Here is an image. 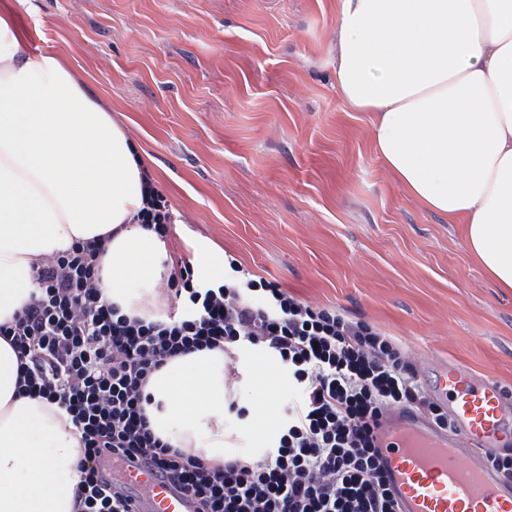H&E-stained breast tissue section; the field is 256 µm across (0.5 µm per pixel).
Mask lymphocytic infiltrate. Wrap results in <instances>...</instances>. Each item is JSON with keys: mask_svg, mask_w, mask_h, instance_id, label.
I'll list each match as a JSON object with an SVG mask.
<instances>
[{"mask_svg": "<svg viewBox=\"0 0 512 512\" xmlns=\"http://www.w3.org/2000/svg\"><path fill=\"white\" fill-rule=\"evenodd\" d=\"M111 240L75 242L40 264L37 293L0 323L20 390L55 406L78 437L80 512H131L100 476L107 452L150 466L197 512H398L374 443L381 418L410 407L454 424L394 339L246 273L199 281L190 258L173 262L165 308L126 315L100 288ZM204 349L262 351L293 391L268 448L216 467L156 436L145 409L151 375Z\"/></svg>", "mask_w": 512, "mask_h": 512, "instance_id": "lymphocytic-infiltrate-1", "label": "lymphocytic infiltrate"}]
</instances>
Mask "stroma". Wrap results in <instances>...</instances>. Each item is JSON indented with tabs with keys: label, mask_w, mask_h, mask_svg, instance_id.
I'll use <instances>...</instances> for the list:
<instances>
[{
	"label": "stroma",
	"mask_w": 512,
	"mask_h": 512,
	"mask_svg": "<svg viewBox=\"0 0 512 512\" xmlns=\"http://www.w3.org/2000/svg\"><path fill=\"white\" fill-rule=\"evenodd\" d=\"M23 49L56 56L152 157L175 224L254 278L393 337L422 377L456 363L512 394V290L461 225L409 198L373 148L370 115L336 92L337 0H6ZM226 363L248 411L290 391Z\"/></svg>",
	"instance_id": "obj_1"
}]
</instances>
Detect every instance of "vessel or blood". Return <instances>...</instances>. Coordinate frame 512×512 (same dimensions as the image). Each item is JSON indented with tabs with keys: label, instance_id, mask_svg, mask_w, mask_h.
Masks as SVG:
<instances>
[{
	"label": "vessel or blood",
	"instance_id": "vessel-or-blood-1",
	"mask_svg": "<svg viewBox=\"0 0 512 512\" xmlns=\"http://www.w3.org/2000/svg\"><path fill=\"white\" fill-rule=\"evenodd\" d=\"M436 389L454 431L441 430L409 409L389 413L375 431L383 473L400 512H512V481L484 458L512 436V397L463 366L440 374ZM461 438L471 443V452L458 446ZM120 480L135 512H196L193 497L137 463L125 462Z\"/></svg>",
	"mask_w": 512,
	"mask_h": 512
}]
</instances>
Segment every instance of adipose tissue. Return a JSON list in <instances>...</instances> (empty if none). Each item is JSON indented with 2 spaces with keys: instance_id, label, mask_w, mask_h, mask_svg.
I'll list each match as a JSON object with an SVG mask.
<instances>
[{
  "instance_id": "ef3b65f1",
  "label": "adipose tissue",
  "mask_w": 512,
  "mask_h": 512,
  "mask_svg": "<svg viewBox=\"0 0 512 512\" xmlns=\"http://www.w3.org/2000/svg\"><path fill=\"white\" fill-rule=\"evenodd\" d=\"M21 44L0 13V323L30 300L40 261L107 233L102 291L144 312L167 257L136 218L150 157L57 57ZM336 88L371 113L406 194L463 225L471 256L512 289V0H339ZM146 392L156 435L213 465L234 453L223 353L169 361ZM79 454L57 409L19 393L0 339V512H77Z\"/></svg>"
}]
</instances>
